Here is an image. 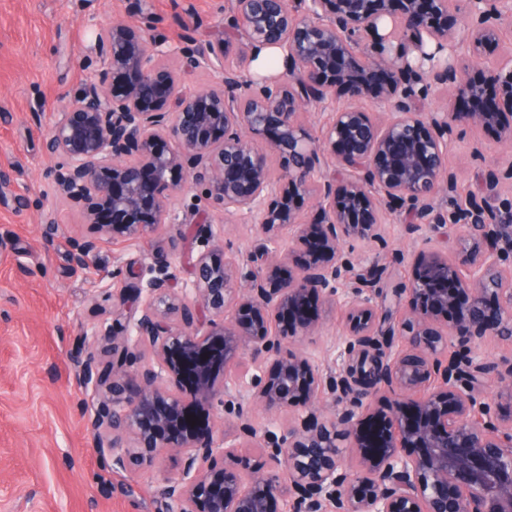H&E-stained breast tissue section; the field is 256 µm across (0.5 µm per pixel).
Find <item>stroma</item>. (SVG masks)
I'll return each mask as SVG.
<instances>
[{
	"instance_id": "obj_1",
	"label": "stroma",
	"mask_w": 512,
	"mask_h": 512,
	"mask_svg": "<svg viewBox=\"0 0 512 512\" xmlns=\"http://www.w3.org/2000/svg\"><path fill=\"white\" fill-rule=\"evenodd\" d=\"M225 4L150 0V12L170 39L195 20L200 35L217 36ZM115 16L140 20L131 0H0V169L14 174L16 192L0 197V512H155L161 476L175 469L167 458L134 472L102 459L90 435L97 397L77 383L71 360L78 337L112 319L115 266L140 269L177 232L162 224L137 242L105 239L94 264L80 268L71 261L73 237L98 229L59 196L44 142L58 110L89 78L79 65L88 28ZM477 140L488 147L481 158L469 150ZM491 164L512 165V148L497 131L457 128L448 145L455 199L477 192V175ZM49 210L60 226L50 240L41 223ZM210 220L226 246L252 250L253 225L218 211ZM381 230L382 242L351 240L343 250L364 266L384 259L395 282L411 278L413 254L452 246L465 234L457 224L412 233L395 222ZM313 307L322 330L303 347L323 365L343 368L345 311L319 301Z\"/></svg>"
}]
</instances>
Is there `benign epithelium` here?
<instances>
[{
	"mask_svg": "<svg viewBox=\"0 0 512 512\" xmlns=\"http://www.w3.org/2000/svg\"><path fill=\"white\" fill-rule=\"evenodd\" d=\"M141 15L94 24L92 80L45 141L55 183L114 239L207 223L172 214L188 184L257 239L243 256L204 236L189 296L173 291V252L152 255L145 286L112 270V325L74 355L79 385L102 393L92 446L117 470L180 460L157 512H512V360L479 352L512 337V199L488 204L503 188L490 168L482 195L435 205L454 189L457 127L512 144V0H228L224 37L180 45ZM266 49L285 75L259 84L248 67ZM197 70L215 82L186 86ZM435 90L457 105L427 107ZM313 110L332 115L319 138ZM392 221L467 232L419 251L405 282L377 265L355 272L343 242H380ZM99 244L73 238L75 265L93 264ZM309 299L346 308L342 371L300 347L320 332ZM217 407L233 418L222 433L212 417L196 423Z\"/></svg>",
	"mask_w": 512,
	"mask_h": 512,
	"instance_id": "benign-epithelium-1",
	"label": "benign epithelium"
}]
</instances>
